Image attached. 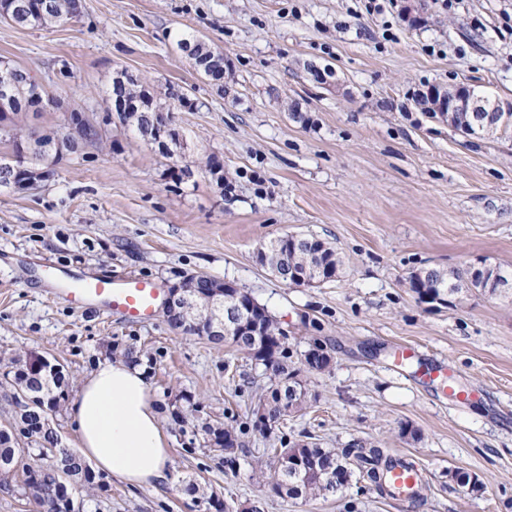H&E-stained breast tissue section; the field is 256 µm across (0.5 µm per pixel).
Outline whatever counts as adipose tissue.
<instances>
[{"mask_svg": "<svg viewBox=\"0 0 512 512\" xmlns=\"http://www.w3.org/2000/svg\"><path fill=\"white\" fill-rule=\"evenodd\" d=\"M83 456L133 487L170 480L168 436L144 370L133 363H100L71 405Z\"/></svg>", "mask_w": 512, "mask_h": 512, "instance_id": "obj_1", "label": "adipose tissue"}]
</instances>
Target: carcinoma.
Instances as JSON below:
<instances>
[{"label": "carcinoma", "mask_w": 512, "mask_h": 512, "mask_svg": "<svg viewBox=\"0 0 512 512\" xmlns=\"http://www.w3.org/2000/svg\"><path fill=\"white\" fill-rule=\"evenodd\" d=\"M30 8L12 17L13 24L32 28H51L73 18L70 0H29ZM178 45L189 52L197 70L210 76L213 70L224 69V55L196 38H182ZM112 92L125 93L129 97L145 99L138 108L119 117L120 124H130L136 128L141 138L154 141V113L167 110L165 103L143 97L137 90V82L125 80L114 82ZM55 102L54 97L44 90L30 76L28 71L11 65L0 70V143L7 142L13 147L10 157H0V189L20 187L33 173L39 170V163L56 162V153L50 143L35 140L36 148L32 157H27L23 138L14 117L22 112L40 111L39 104ZM73 124L79 125L86 143L93 144L101 138V128L88 116L73 110L67 116ZM269 263L282 270L302 272L322 269V276L315 277L319 282L335 280L343 266V259L330 243L314 236H303L294 240L288 233L268 242ZM495 275L499 280H507L498 267H489L488 276L474 275L470 266L452 269L421 268L408 276L409 288L415 294L431 290L442 283L450 293L462 288H485L488 277ZM232 346L236 350L262 365L269 372V384L258 397L256 404L265 407L267 420L253 422L260 432H269L286 417L304 410L307 405L308 389L294 390V377L301 374L295 366L288 349L287 340L275 339L270 350L255 347L251 337L238 336ZM9 367L3 374L10 387L11 404L21 405V394L25 393L38 402V406L13 412L12 421L0 427V482L18 489L19 497L53 512L52 493L63 485L80 486L88 490L108 492L110 484L103 481V475L95 474L85 458L70 448L58 447V439L46 428L47 416L55 413L65 398L64 372L50 373L32 367L29 359L0 353V365ZM181 433H191L189 444H202L203 447L224 456L226 463L236 462V453L243 448L242 441L233 427H226L218 420L200 417L195 404L176 415ZM293 456L299 461L300 471L286 470L279 466L280 458ZM393 459L383 456L381 449L372 446H358L353 454L336 453L319 446L314 441L301 440L280 448L274 454L275 479L272 490L275 494L291 499L324 495L335 492L348 484L353 476L374 484L378 491H388L382 480V472Z\"/></svg>", "instance_id": "1"}]
</instances>
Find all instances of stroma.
Masks as SVG:
<instances>
[{
	"label": "stroma",
	"mask_w": 512,
	"mask_h": 512,
	"mask_svg": "<svg viewBox=\"0 0 512 512\" xmlns=\"http://www.w3.org/2000/svg\"><path fill=\"white\" fill-rule=\"evenodd\" d=\"M396 3L378 13L366 0H83L78 18L52 28L0 21V60L90 119L111 112L120 71L155 96L172 85L188 97L171 106L175 154L115 122L50 178L0 192V351L60 360L72 397L100 362L136 351L169 437L167 485L113 476L110 493L78 490L84 512H193L179 489L187 476L262 512H512V289H465L432 307L404 284L414 269L478 257L512 274V126L471 138L417 104L459 83L512 102V0H420L415 27ZM184 36L223 53V85L199 74L177 45ZM313 65L334 81L317 82ZM211 156L233 191L198 168ZM287 232L331 243L340 276L292 286L261 266V244ZM50 266L166 286L188 274L234 282L287 331L293 361L317 342L332 363L302 373L306 410L259 432L250 407L269 382L263 366L161 311L129 324L52 301ZM401 344L479 399L442 398L422 374L394 369ZM190 401L239 431L235 466L184 445L174 413ZM305 434L409 457L427 472L424 489L389 498L353 481L280 498L254 468Z\"/></svg>",
	"instance_id": "1"
}]
</instances>
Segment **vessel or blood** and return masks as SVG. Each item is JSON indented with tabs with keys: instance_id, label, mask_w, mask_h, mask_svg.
Masks as SVG:
<instances>
[{
	"instance_id": "vessel-or-blood-1",
	"label": "vessel or blood",
	"mask_w": 512,
	"mask_h": 512,
	"mask_svg": "<svg viewBox=\"0 0 512 512\" xmlns=\"http://www.w3.org/2000/svg\"><path fill=\"white\" fill-rule=\"evenodd\" d=\"M47 281L57 300L75 309L98 307L107 318L127 323L147 322L154 318L163 305L164 288L152 279L144 277L115 280L112 277L70 274L60 276L55 269H48ZM422 470L395 468L390 480L401 496L412 497L423 482Z\"/></svg>"
}]
</instances>
